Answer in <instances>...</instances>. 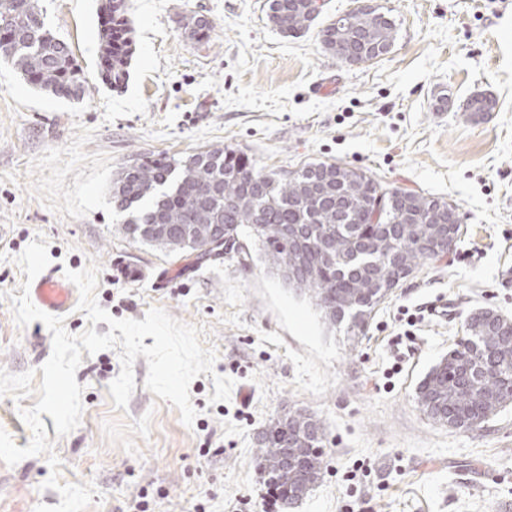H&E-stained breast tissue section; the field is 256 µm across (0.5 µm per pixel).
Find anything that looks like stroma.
<instances>
[{"instance_id":"1","label":"stroma","mask_w":512,"mask_h":512,"mask_svg":"<svg viewBox=\"0 0 512 512\" xmlns=\"http://www.w3.org/2000/svg\"><path fill=\"white\" fill-rule=\"evenodd\" d=\"M397 27L391 51L347 65L327 52L320 26L362 0H325L308 32L287 37L266 0H129L135 53L115 90L99 75L100 0H39L46 27L67 43L90 86L81 100L48 95L0 61V368L39 369L52 351L41 321L19 326L10 293L27 276L16 262L38 237L50 269L99 268L95 298L118 319L160 307L201 327L213 373L189 387L185 426L133 365L126 409L109 393L118 350L83 356L82 419L57 436L44 417L65 484H93L87 512H261L267 489L256 448L269 420L291 410L324 425L326 471L292 512H512V404L481 427L429 420L416 388L454 346L468 316L512 319V0H373ZM213 23L187 38L185 14ZM447 94L445 110L435 108ZM496 102L471 120L468 99ZM212 146L247 152L267 171L309 162L369 170L384 185L457 205L455 249L425 265L380 304L352 346L271 275L252 240L251 268L224 258L169 255L133 242L112 209L122 167L181 158ZM122 261L134 282L113 277ZM448 308L433 315L435 305ZM233 379L210 403L213 375ZM46 456L0 461V512L59 504L45 488Z\"/></svg>"}]
</instances>
